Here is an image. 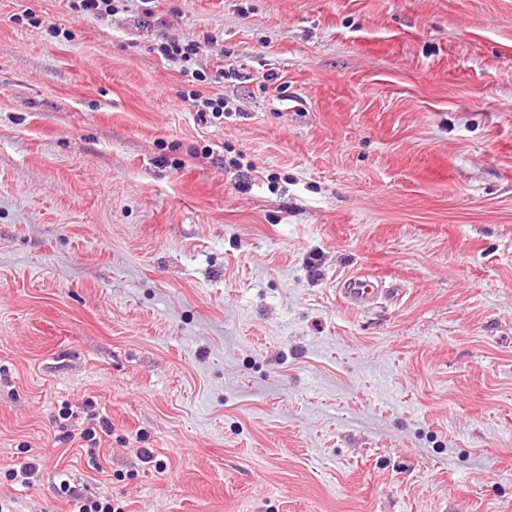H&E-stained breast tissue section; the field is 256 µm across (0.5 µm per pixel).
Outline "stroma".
<instances>
[{
  "label": "stroma",
  "mask_w": 512,
  "mask_h": 512,
  "mask_svg": "<svg viewBox=\"0 0 512 512\" xmlns=\"http://www.w3.org/2000/svg\"><path fill=\"white\" fill-rule=\"evenodd\" d=\"M198 37L231 118L157 51ZM361 273L389 292L356 310ZM64 479L124 512H512V0H0V506L70 512ZM68 2L72 10L96 20L108 19L117 12L115 0H70ZM180 95L183 100L188 103L187 105L195 109V112L200 113L202 117L205 116L207 112H211L214 119L220 120L221 118L229 117V112H232L226 108L224 99L220 96L213 97L204 95L203 92L198 89H190L186 92H182ZM381 277L375 275L351 276L339 289L345 303L354 309H362L374 302L382 293ZM88 416H89V420H90L89 425H92V427L84 429L81 432V438L84 439V441H86V442L87 441L90 442V445H91L90 447L91 448H86L85 452L89 456L90 462L94 465V464H97V462H96V448H97V445L100 442L101 436L99 435V438H97L98 431H97V429L95 427H93V425H97V423H98L99 431L101 433L107 435V436L111 435L112 426H111V423L107 419H104V418H100L98 420V422L95 423L94 422L96 420V414L95 413L91 412L90 414H88ZM36 458L27 457L15 468L8 469L4 477L11 482H17L21 485L32 486L39 472V464Z\"/></svg>",
  "instance_id": "stroma-1"
}]
</instances>
